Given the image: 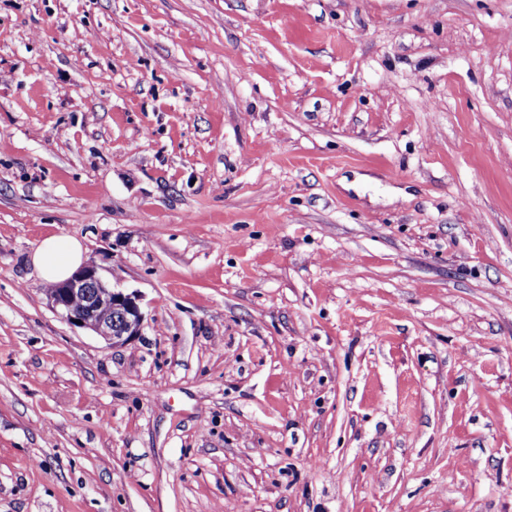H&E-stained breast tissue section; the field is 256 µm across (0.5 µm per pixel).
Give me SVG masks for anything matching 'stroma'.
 I'll return each instance as SVG.
<instances>
[{"instance_id": "stroma-1", "label": "stroma", "mask_w": 512, "mask_h": 512, "mask_svg": "<svg viewBox=\"0 0 512 512\" xmlns=\"http://www.w3.org/2000/svg\"><path fill=\"white\" fill-rule=\"evenodd\" d=\"M0 512H512V0H0ZM83 256L84 248L78 239L58 235L45 237L30 256L33 269L45 284L68 279L49 290L53 309L68 323L89 328L112 344L139 336L144 316L138 296L107 284L93 265L79 270ZM112 310H118L121 315L119 328L112 327Z\"/></svg>"}]
</instances>
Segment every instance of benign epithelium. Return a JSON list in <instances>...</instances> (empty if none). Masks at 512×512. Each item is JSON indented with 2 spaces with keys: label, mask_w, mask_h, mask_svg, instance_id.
<instances>
[{
  "label": "benign epithelium",
  "mask_w": 512,
  "mask_h": 512,
  "mask_svg": "<svg viewBox=\"0 0 512 512\" xmlns=\"http://www.w3.org/2000/svg\"><path fill=\"white\" fill-rule=\"evenodd\" d=\"M48 298L68 323L89 328L114 344L141 333L144 316L138 296L107 284L93 265L49 290Z\"/></svg>",
  "instance_id": "7a95c632"
}]
</instances>
